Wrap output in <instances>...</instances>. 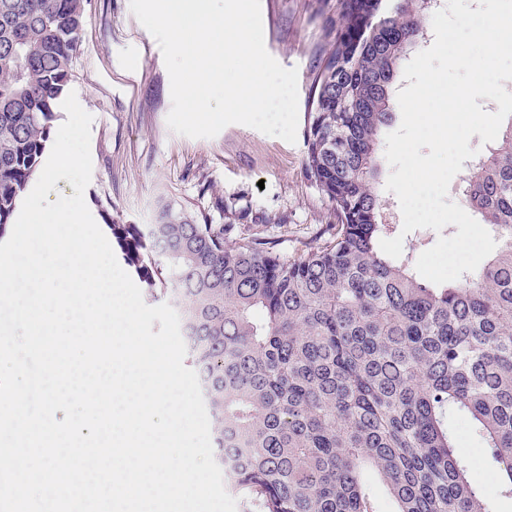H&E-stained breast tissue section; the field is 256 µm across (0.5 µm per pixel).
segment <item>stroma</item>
I'll return each mask as SVG.
<instances>
[{
  "mask_svg": "<svg viewBox=\"0 0 512 512\" xmlns=\"http://www.w3.org/2000/svg\"><path fill=\"white\" fill-rule=\"evenodd\" d=\"M323 2L260 0L265 47L282 66L297 68L302 97L326 43ZM86 13L70 88L93 117V172L84 199L98 226L115 219L151 223L157 201L167 197L223 225L229 243L273 241L297 257L328 240L332 208L304 175L303 141L290 144L239 124L210 139L173 133L163 55L129 0H87ZM389 172L381 163L376 185L387 202L388 235L403 236V253L414 261L458 228L402 234L398 199L383 183Z\"/></svg>",
  "mask_w": 512,
  "mask_h": 512,
  "instance_id": "1",
  "label": "stroma"
}]
</instances>
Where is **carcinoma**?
I'll return each mask as SVG.
<instances>
[{
	"label": "carcinoma",
	"mask_w": 512,
	"mask_h": 512,
	"mask_svg": "<svg viewBox=\"0 0 512 512\" xmlns=\"http://www.w3.org/2000/svg\"><path fill=\"white\" fill-rule=\"evenodd\" d=\"M424 0H326L309 76L304 172L331 239L290 259L224 241L186 206L112 220L126 264L177 311L207 386L225 488L257 512H492L457 446L465 421L512 496V121L462 178L498 235L486 265L431 288L378 251L381 133L395 80L426 36ZM85 0H0V238L37 172L73 77Z\"/></svg>",
	"instance_id": "cac0c4a2"
}]
</instances>
